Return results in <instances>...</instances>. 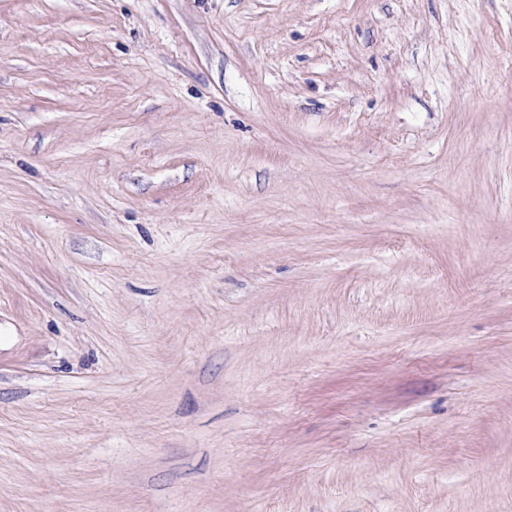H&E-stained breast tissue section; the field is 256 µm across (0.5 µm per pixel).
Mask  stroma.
Returning <instances> with one entry per match:
<instances>
[{
	"label": "stroma",
	"instance_id": "obj_1",
	"mask_svg": "<svg viewBox=\"0 0 512 512\" xmlns=\"http://www.w3.org/2000/svg\"><path fill=\"white\" fill-rule=\"evenodd\" d=\"M0 512H512V0H0Z\"/></svg>",
	"mask_w": 512,
	"mask_h": 512
}]
</instances>
